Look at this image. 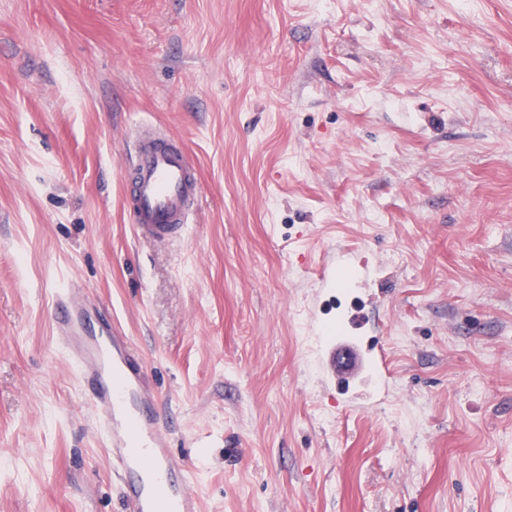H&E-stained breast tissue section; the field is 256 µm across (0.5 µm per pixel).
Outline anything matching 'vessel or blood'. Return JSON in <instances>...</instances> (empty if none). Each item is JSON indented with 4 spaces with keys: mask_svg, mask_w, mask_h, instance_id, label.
<instances>
[{
    "mask_svg": "<svg viewBox=\"0 0 512 512\" xmlns=\"http://www.w3.org/2000/svg\"><path fill=\"white\" fill-rule=\"evenodd\" d=\"M132 163L130 210L139 232L163 236L188 226L201 187L185 149L155 139L139 147ZM52 302L55 333L90 390L95 424L106 434L122 476L126 512H199L185 463L158 426L154 389L126 337L93 330L92 310L73 286L55 289ZM327 369L339 381L377 376L385 372L386 359L380 351L365 356L356 341L344 338L333 346Z\"/></svg>",
    "mask_w": 512,
    "mask_h": 512,
    "instance_id": "b4317fda",
    "label": "vessel or blood"
}]
</instances>
